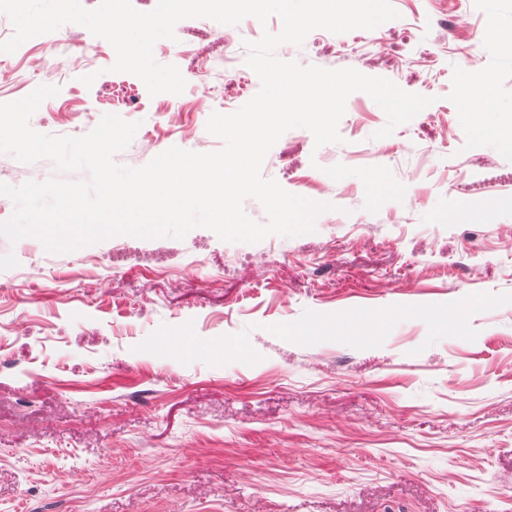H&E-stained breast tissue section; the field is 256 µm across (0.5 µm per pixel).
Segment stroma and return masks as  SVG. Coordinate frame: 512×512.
Returning <instances> with one entry per match:
<instances>
[{"label":"stroma","instance_id":"35a3bbf8","mask_svg":"<svg viewBox=\"0 0 512 512\" xmlns=\"http://www.w3.org/2000/svg\"><path fill=\"white\" fill-rule=\"evenodd\" d=\"M376 28L310 35L278 58L353 68L434 102L376 138L385 112L361 91L341 142L285 132L262 164L286 191L332 204L314 232L228 243L117 235L70 253L0 236V512H512V303L471 316L475 340L427 344L418 318L381 346L280 339L304 311L441 304L512 293V151L476 144L461 68L499 103L512 137V64L482 37H512V0H391ZM195 18L175 26L190 76L220 52ZM98 37L66 24L0 69L22 74L0 103L58 87L31 117L82 136L106 114L138 123L118 163L177 146L223 147L206 124L260 89L256 73L149 95L110 71ZM95 74L92 86L81 78ZM149 266L121 263L120 244ZM215 339L249 330L257 363L184 365L138 351L160 326Z\"/></svg>","mask_w":512,"mask_h":512}]
</instances>
